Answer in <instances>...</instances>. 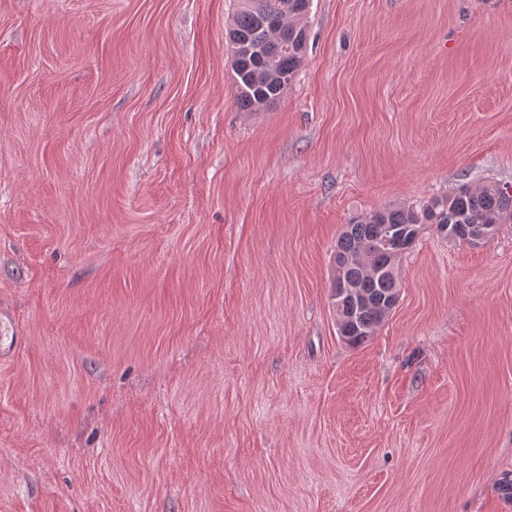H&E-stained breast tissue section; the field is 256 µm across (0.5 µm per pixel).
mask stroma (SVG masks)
<instances>
[{"label": "stroma", "instance_id": "stroma-1", "mask_svg": "<svg viewBox=\"0 0 512 512\" xmlns=\"http://www.w3.org/2000/svg\"><path fill=\"white\" fill-rule=\"evenodd\" d=\"M236 0H0V512H512V223L423 230L336 330L352 219L512 186V0H312L239 109Z\"/></svg>", "mask_w": 512, "mask_h": 512}]
</instances>
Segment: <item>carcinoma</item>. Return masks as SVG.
<instances>
[{
	"label": "carcinoma",
	"instance_id": "1",
	"mask_svg": "<svg viewBox=\"0 0 512 512\" xmlns=\"http://www.w3.org/2000/svg\"><path fill=\"white\" fill-rule=\"evenodd\" d=\"M264 2L267 8L259 9L254 0H239L226 34L242 43H252L276 23L286 20L290 48L282 52L274 47L267 56L245 52L233 55L239 71L252 83L237 93V105L246 112L268 108L286 95L307 49L308 33L303 19L309 12L310 0ZM511 223L512 189L507 184L491 183L434 195L415 206H385L345 225L332 257L338 276L331 281L330 292L334 294L336 289L352 285L362 294L364 303L348 294L333 299L338 336L352 347L370 340L385 318L382 303L400 291V262L415 239L403 241L401 256L396 258L381 244L387 229L402 232L408 224H457L463 234L468 224Z\"/></svg>",
	"mask_w": 512,
	"mask_h": 512
}]
</instances>
